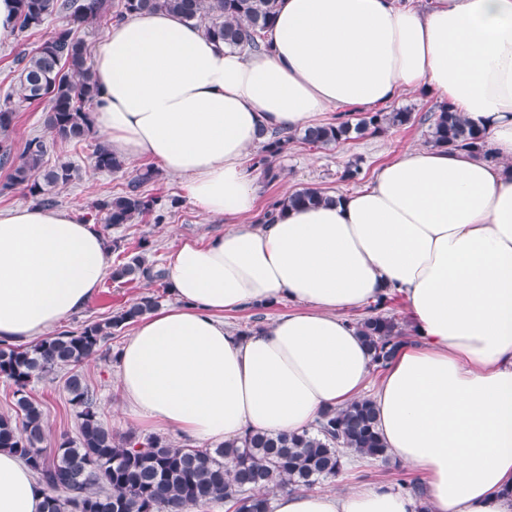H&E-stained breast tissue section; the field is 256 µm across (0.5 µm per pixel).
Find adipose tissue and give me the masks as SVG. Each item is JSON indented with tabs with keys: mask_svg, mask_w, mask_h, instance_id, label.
Masks as SVG:
<instances>
[{
	"mask_svg": "<svg viewBox=\"0 0 512 512\" xmlns=\"http://www.w3.org/2000/svg\"><path fill=\"white\" fill-rule=\"evenodd\" d=\"M271 49L246 54L164 12L94 44L93 125L113 153L183 177L224 234L179 240L174 304L118 352L121 407L191 442L308 429L370 395L390 456L424 480L430 512H512V0H280ZM411 92L485 129L493 159L408 149L335 202L254 226L245 157L272 129L333 107L374 111ZM110 265L95 224L65 209L0 210V340L44 337L91 300ZM398 293L415 342L379 383L346 310ZM289 302L263 329L224 316ZM27 465L0 450V512H43ZM388 487L278 494L273 512H416Z\"/></svg>",
	"mask_w": 512,
	"mask_h": 512,
	"instance_id": "obj_1",
	"label": "adipose tissue"
}]
</instances>
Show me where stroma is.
Masks as SVG:
<instances>
[{
  "label": "stroma",
  "mask_w": 512,
  "mask_h": 512,
  "mask_svg": "<svg viewBox=\"0 0 512 512\" xmlns=\"http://www.w3.org/2000/svg\"><path fill=\"white\" fill-rule=\"evenodd\" d=\"M65 15H52L45 24L37 29L18 30L14 41L0 44V102L10 101L16 112V123L11 137L16 149H23L26 140L34 137H46L43 125L41 104L25 102L16 97L19 85L22 55L30 53L47 39L56 28L66 24ZM96 138H89L80 144L54 142L48 147L46 164L58 161L72 162L78 169L76 178L67 186L61 187L56 195V206L60 209L74 210L78 217L95 220V203L110 195L118 194L128 179L143 170V163L126 165L122 171H102L95 167L93 150ZM428 144V128L415 123L382 135L368 136L356 141L341 143L326 149L316 148L302 142H294L287 153L274 158L273 167L278 172L276 181L266 177L258 179V200L256 214H263L267 204L295 190L314 187L328 194L343 195L357 190L358 184L342 180L344 167L352 162H360L364 181H371L376 170L405 150L424 147ZM181 177L159 173L149 182L147 194L162 198L167 206L162 223H154L151 217L144 216L119 226L102 227L106 240L118 241L119 250L113 251V263H120L124 251L134 248L140 240H147L145 258L155 268H163L164 257L170 248L182 237H195L209 240L223 233L227 224L223 219H210L185 196ZM159 297L160 307L174 302L169 289L148 280L137 283H118L111 277H104L98 292L84 309L71 315L62 326L76 330L82 325L101 321L110 317L124 306L132 303L144 294ZM127 337L126 331L116 332L108 340V356L93 358L83 366V372L89 381L99 406L101 418L105 424L115 430L138 429V422L127 415L118 401V364L116 354ZM63 372H56L54 379L45 380L32 386L30 396L38 402L44 413L46 429L45 450H52L61 433L76 435L77 423L69 411L66 394L63 390ZM394 463L381 466L369 463L354 469H346L340 480L324 481V488L344 491L359 485L395 486Z\"/></svg>",
  "instance_id": "1"
}]
</instances>
